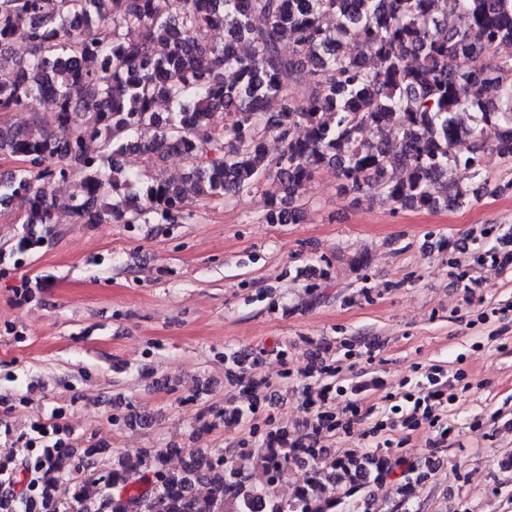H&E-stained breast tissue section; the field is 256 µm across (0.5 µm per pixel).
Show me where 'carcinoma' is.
I'll list each match as a JSON object with an SVG mask.
<instances>
[{
  "label": "carcinoma",
  "instance_id": "1",
  "mask_svg": "<svg viewBox=\"0 0 512 512\" xmlns=\"http://www.w3.org/2000/svg\"><path fill=\"white\" fill-rule=\"evenodd\" d=\"M202 27L224 29V43H199ZM16 42L28 57L13 55ZM503 45H512V0H0V116L30 113L25 125L0 119V156L18 163L0 175V206L24 196L19 223L31 229L62 211L76 224H177L192 217L191 199L271 179L265 223L296 224L300 189L332 165L352 206L378 198L394 210L458 207L471 189L454 169L480 180L485 153L512 158ZM292 82L309 94L292 96ZM365 128L398 130L399 148L361 139ZM268 134L281 143L273 157ZM128 153L152 171H128ZM173 154L187 162L178 180L162 173ZM56 181L72 191L56 194ZM41 243L31 232L10 255ZM94 453L61 438L25 442L0 461V512H32L35 502L42 512H246L258 494L268 512H338L402 467L284 438L231 464L190 451L180 470L166 468L162 452L127 454L118 468L99 467ZM299 458L309 477L282 499L273 484ZM253 466L268 475L264 485L250 481ZM90 468L68 499L56 495Z\"/></svg>",
  "mask_w": 512,
  "mask_h": 512
}]
</instances>
